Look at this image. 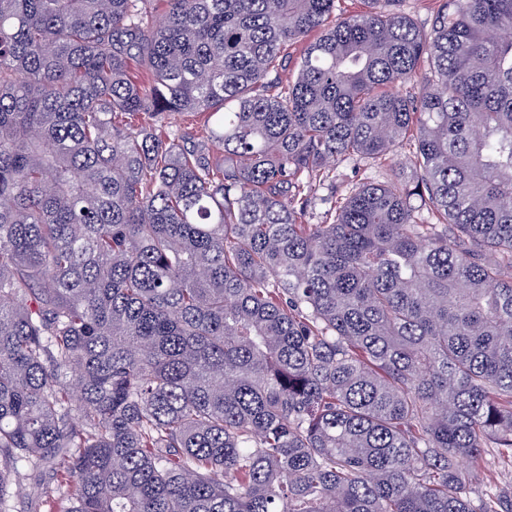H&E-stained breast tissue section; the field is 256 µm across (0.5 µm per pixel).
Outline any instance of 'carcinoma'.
Returning a JSON list of instances; mask_svg holds the SVG:
<instances>
[{"label":"carcinoma","instance_id":"cac0c4a2","mask_svg":"<svg viewBox=\"0 0 512 512\" xmlns=\"http://www.w3.org/2000/svg\"><path fill=\"white\" fill-rule=\"evenodd\" d=\"M165 2L0 0V512H512V0ZM403 4L405 11L411 18L425 29H430L433 20L442 6L443 0H406ZM181 119V120H180ZM182 129L190 131L197 143L203 144L207 150H209L210 157L217 162L224 160V148L218 146V144L208 141L205 128L202 126L201 121L198 117L192 116V114H185L179 118ZM389 171L385 169H374L366 166L360 161L347 160L336 165V180L334 182L326 181L324 185L318 188L315 205L312 207V224H321L323 216L329 210L331 198L333 201L344 197L353 186L365 182L383 183L389 179ZM321 199H329L323 201Z\"/></svg>","mask_w":512,"mask_h":512}]
</instances>
